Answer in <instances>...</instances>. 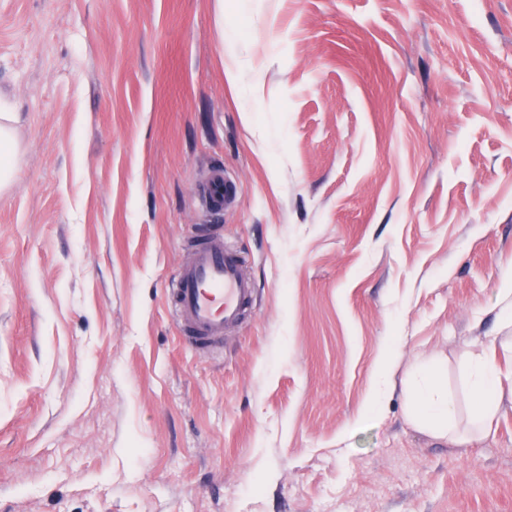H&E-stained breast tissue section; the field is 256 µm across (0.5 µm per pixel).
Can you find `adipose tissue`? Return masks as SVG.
<instances>
[{
  "label": "adipose tissue",
  "mask_w": 512,
  "mask_h": 512,
  "mask_svg": "<svg viewBox=\"0 0 512 512\" xmlns=\"http://www.w3.org/2000/svg\"><path fill=\"white\" fill-rule=\"evenodd\" d=\"M19 113L0 105V189L7 187L14 175V158L18 150L15 137ZM447 367L438 360H427L406 374L403 385L407 397L409 421L437 437L459 440L456 412L448 398ZM498 367L493 358L476 361L470 367L472 401L471 427L486 433L493 426L501 394L497 386Z\"/></svg>",
  "instance_id": "ef3b65f1"
}]
</instances>
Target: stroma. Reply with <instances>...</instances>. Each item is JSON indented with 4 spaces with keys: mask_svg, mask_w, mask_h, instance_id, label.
<instances>
[{
    "mask_svg": "<svg viewBox=\"0 0 512 512\" xmlns=\"http://www.w3.org/2000/svg\"><path fill=\"white\" fill-rule=\"evenodd\" d=\"M0 99V512H512V0H0ZM214 224L256 293L198 352ZM489 353L488 435L408 422L444 357L467 427ZM20 121L19 112H12L11 107L0 103V189H4L15 175L13 166L18 150L15 137L16 125ZM202 200L204 207L213 213H221L242 203L236 182L226 176L223 167L220 166L211 170L202 193ZM243 255L216 227L193 244L188 261L175 274L169 295L182 338L209 350L238 328L254 297V283L243 272ZM498 367L493 358L476 361L470 367L469 383L472 401L471 427L487 433L492 429L501 394L497 386Z\"/></svg>",
    "mask_w": 512,
    "mask_h": 512,
    "instance_id": "obj_1",
    "label": "stroma"
}]
</instances>
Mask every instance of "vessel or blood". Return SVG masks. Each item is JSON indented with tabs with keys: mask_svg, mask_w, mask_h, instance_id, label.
<instances>
[{
	"mask_svg": "<svg viewBox=\"0 0 512 512\" xmlns=\"http://www.w3.org/2000/svg\"><path fill=\"white\" fill-rule=\"evenodd\" d=\"M202 200L214 213L241 203L235 181L220 166L211 170ZM244 264L243 255L225 241L221 228L206 231L194 242L169 291L182 337L192 347L210 349L240 326L255 292Z\"/></svg>",
	"mask_w": 512,
	"mask_h": 512,
	"instance_id": "1",
	"label": "vessel or blood"
}]
</instances>
